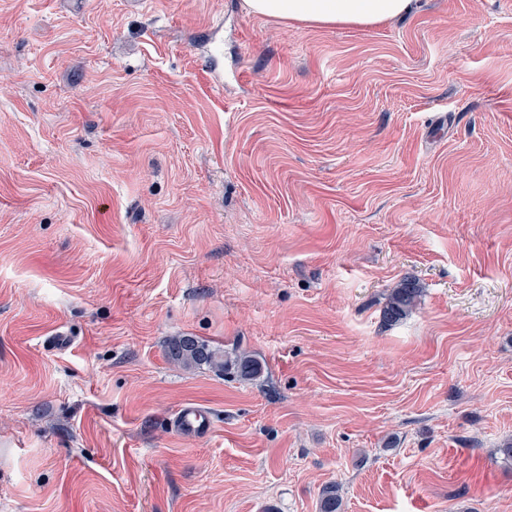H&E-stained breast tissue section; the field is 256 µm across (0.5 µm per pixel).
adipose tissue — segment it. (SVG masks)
Returning <instances> with one entry per match:
<instances>
[{
  "instance_id": "adipose-tissue-1",
  "label": "adipose tissue",
  "mask_w": 512,
  "mask_h": 512,
  "mask_svg": "<svg viewBox=\"0 0 512 512\" xmlns=\"http://www.w3.org/2000/svg\"><path fill=\"white\" fill-rule=\"evenodd\" d=\"M414 0H244L255 16L311 28H371L408 13Z\"/></svg>"
}]
</instances>
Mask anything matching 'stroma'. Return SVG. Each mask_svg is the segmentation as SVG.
Segmentation results:
<instances>
[{
    "mask_svg": "<svg viewBox=\"0 0 512 512\" xmlns=\"http://www.w3.org/2000/svg\"><path fill=\"white\" fill-rule=\"evenodd\" d=\"M508 441L512 0H0V512H512ZM255 16L310 28L379 26L408 13L414 0H244ZM421 288L412 280L404 279L392 288L383 308V319L396 323L406 317L421 302ZM165 354L170 362L186 369L206 366L240 381L255 380L263 371L261 362L248 352L226 353L209 341L187 334L171 338ZM212 425L210 414L204 409L190 405L183 408L175 417L174 428L184 434H208Z\"/></svg>",
    "mask_w": 512,
    "mask_h": 512,
    "instance_id": "stroma-1",
    "label": "stroma"
}]
</instances>
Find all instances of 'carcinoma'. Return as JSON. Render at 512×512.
Wrapping results in <instances>:
<instances>
[{
  "mask_svg": "<svg viewBox=\"0 0 512 512\" xmlns=\"http://www.w3.org/2000/svg\"><path fill=\"white\" fill-rule=\"evenodd\" d=\"M421 302V289L412 280L404 279L391 289L383 308V319L396 323L406 317ZM167 359L186 369L206 366L240 381H252L263 371L261 362L245 351L226 353L197 336L180 335L169 340L165 351ZM339 487L329 484L320 492L318 512H341Z\"/></svg>",
  "mask_w": 512,
  "mask_h": 512,
  "instance_id": "carcinoma-1",
  "label": "carcinoma"
}]
</instances>
